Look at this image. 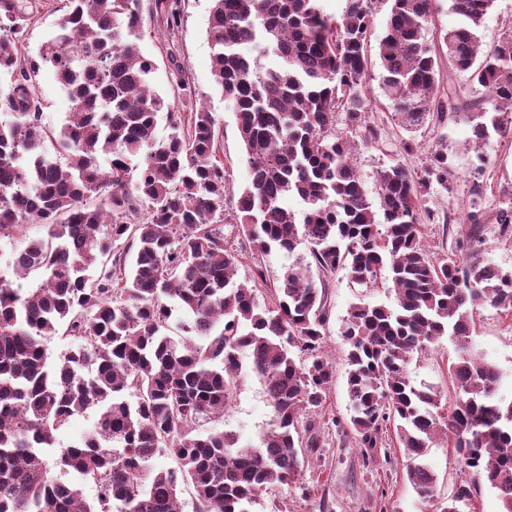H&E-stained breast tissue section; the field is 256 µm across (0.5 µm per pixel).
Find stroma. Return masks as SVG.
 <instances>
[{"instance_id": "1", "label": "stroma", "mask_w": 512, "mask_h": 512, "mask_svg": "<svg viewBox=\"0 0 512 512\" xmlns=\"http://www.w3.org/2000/svg\"><path fill=\"white\" fill-rule=\"evenodd\" d=\"M182 25L178 33H169L155 0H141L143 29L141 52L156 64L152 87L171 99H182L212 113L222 133L224 166L231 174L234 192H241L248 179L244 149L237 130L236 117L217 89L213 73V50L207 38L211 0H179ZM62 0H41L40 13L25 30L26 49L37 55L41 45L54 33L63 15ZM391 0H376L373 21L368 32V55L371 65L366 76L371 116L383 130L380 145L359 148L354 164L367 189H374L380 169L400 161L418 170L425 152L437 140H444L453 169L447 187L428 189L425 199L437 212L440 221L428 225L423 243L431 256L439 258L453 248L461 230L469 226L472 209L471 189L476 181L490 184L495 195L512 194V134L493 137L483 151L489 164L483 177L473 170L475 151L464 118L448 121L438 128L422 127L410 133L392 120L383 91V69L378 60V45L385 34ZM186 88H178V80ZM39 95L44 104L46 121L60 127L70 103L60 90L53 71L41 68L37 77ZM414 139L412 153H404L400 144ZM394 291L389 279L375 287L353 285L344 272H337L329 291V320L324 336V350L335 366V381L322 409L323 418L348 417L345 386L346 346L341 331L350 308L356 304L392 305ZM472 341L475 351L495 365L502 375L499 394L512 399V317L491 307L477 308ZM271 407L262 383L249 368H242L234 384V394L220 424L236 433L240 443L255 441L270 419ZM403 449L386 442L377 449L375 459L365 458L360 448L339 445L327 437L320 452L308 461L301 473L300 488L280 489L259 498L256 512H271L272 500H279L287 512H436L442 502L460 484L471 481V473L446 448H431L428 462L438 482L433 501L421 500L407 480Z\"/></svg>"}]
</instances>
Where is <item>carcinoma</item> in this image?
I'll list each match as a JSON object with an SVG mask.
<instances>
[{"label":"carcinoma","instance_id":"cac0c4a2","mask_svg":"<svg viewBox=\"0 0 512 512\" xmlns=\"http://www.w3.org/2000/svg\"><path fill=\"white\" fill-rule=\"evenodd\" d=\"M64 2L34 57L22 38L36 0H0V101L11 116L0 123V238L24 224L46 228L13 251L11 275L0 272V512H180L184 485L198 512H253L262 493L297 482L323 445L312 413L335 378L323 331L339 270L360 288L387 275L395 302L348 312L350 417L332 420L338 439L370 459L394 426L407 478L425 499L436 482L427 457L443 442L512 512V401L498 396V369L472 350L475 308L512 316V275L473 247L486 224L512 229V202L499 205L475 185L469 229L432 258L422 240L436 215L425 193L448 188L451 170L437 146L415 175L399 161L378 173L377 219L352 160L357 143L382 139L366 96L375 0H345L339 20L316 0H213L215 84L235 112L250 172L235 202L212 113L186 117L152 88L155 62L137 45L140 0ZM391 2L378 53L403 128L463 114L478 149L503 135L512 37L486 48L478 36L494 0H453L460 21L432 38L434 0ZM160 9L166 29L181 27L176 0ZM444 58L487 97H461L441 78ZM44 65L70 101L58 130L36 88ZM161 112L170 133L159 141ZM290 198L304 205L302 219ZM235 237L260 257L306 246L283 266L272 305L235 279ZM31 277L36 287H15ZM58 333L71 345L53 359L43 340ZM444 336L456 347L445 404L440 385L410 371ZM245 358L272 415L256 444L240 446L217 423ZM90 412L89 431L58 441ZM161 455L175 467L155 468ZM70 474L94 480L97 500L86 501ZM471 496L460 486L437 510L466 512Z\"/></svg>","mask_w":512,"mask_h":512}]
</instances>
